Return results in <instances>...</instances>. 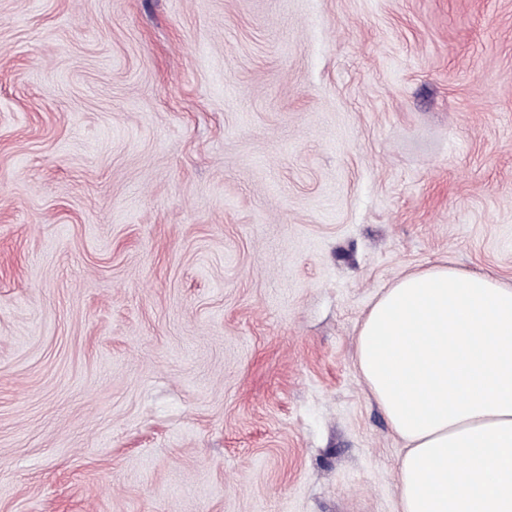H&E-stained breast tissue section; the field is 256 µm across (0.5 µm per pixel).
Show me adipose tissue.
I'll return each mask as SVG.
<instances>
[{
  "instance_id": "obj_1",
  "label": "adipose tissue",
  "mask_w": 512,
  "mask_h": 512,
  "mask_svg": "<svg viewBox=\"0 0 512 512\" xmlns=\"http://www.w3.org/2000/svg\"><path fill=\"white\" fill-rule=\"evenodd\" d=\"M356 363L405 444L401 512H512V285L407 273L363 318Z\"/></svg>"
}]
</instances>
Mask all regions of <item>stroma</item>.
Here are the masks:
<instances>
[{"label": "stroma", "instance_id": "35a3bbf8", "mask_svg": "<svg viewBox=\"0 0 512 512\" xmlns=\"http://www.w3.org/2000/svg\"><path fill=\"white\" fill-rule=\"evenodd\" d=\"M438 264L512 284V0H0V512H399Z\"/></svg>", "mask_w": 512, "mask_h": 512}]
</instances>
